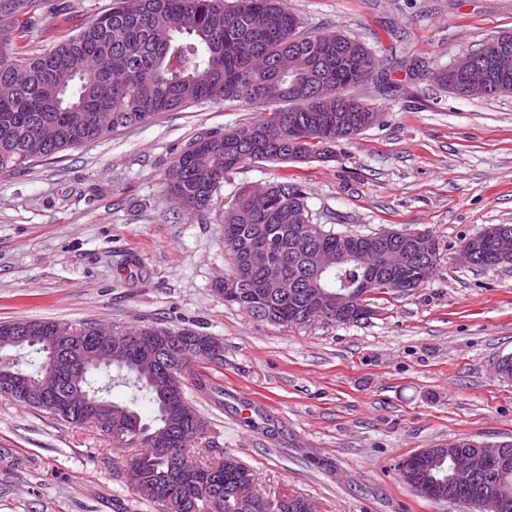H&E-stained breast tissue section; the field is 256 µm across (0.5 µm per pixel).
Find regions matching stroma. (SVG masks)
Masks as SVG:
<instances>
[{
	"label": "stroma",
	"instance_id": "35a3bbf8",
	"mask_svg": "<svg viewBox=\"0 0 512 512\" xmlns=\"http://www.w3.org/2000/svg\"><path fill=\"white\" fill-rule=\"evenodd\" d=\"M112 0H43L21 43L52 49ZM313 33L342 29L383 81L353 97L378 123L335 160L248 162L220 203L278 180L306 189L312 223L336 232L425 229L440 246L429 282L376 295L370 319L287 327L214 292L229 269L215 214H184L165 174L197 136L258 118L240 102L192 104L0 172V322L154 325L218 338L185 391L209 426L197 447L253 471L269 498L317 512H468L418 496L399 463L467 437L512 441V265L461 264L466 238L512 224V95L459 97L435 83L481 43L512 32V0H288ZM204 375L198 390L194 375ZM129 453L88 427L0 397V512H160L124 476Z\"/></svg>",
	"mask_w": 512,
	"mask_h": 512
}]
</instances>
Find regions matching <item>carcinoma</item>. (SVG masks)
<instances>
[{
    "instance_id": "1",
    "label": "carcinoma",
    "mask_w": 512,
    "mask_h": 512,
    "mask_svg": "<svg viewBox=\"0 0 512 512\" xmlns=\"http://www.w3.org/2000/svg\"><path fill=\"white\" fill-rule=\"evenodd\" d=\"M40 0H17L11 10L0 8V171L21 170L40 159L100 139L119 129L137 126L162 112L190 104L241 101L262 110L258 119L220 135L196 137L172 163L165 189L183 200L190 213L211 210L224 177L247 162L301 163L313 158L331 161L336 144L348 141L373 125L376 110L349 95L363 81L374 78L376 59L366 46L350 55L336 49L347 43L342 31L309 34L285 0H115V6L55 45L50 51L29 54L15 46L13 23L25 17L35 21ZM295 54L296 83L288 82L283 53ZM476 62L488 73L490 91L476 99L512 94V56L496 59L483 49ZM339 89L347 108L319 112V86ZM263 90L258 100L243 89ZM224 248L230 259L229 276L236 291L219 295L248 315L265 321L272 316L282 326L306 324L304 312L314 308L300 288L288 295L254 297L248 282L269 270L304 284L311 276L304 256L311 247L351 252L371 241V235L349 231L288 232V243L277 250L261 251L247 261L239 253L240 241L264 237L268 227L310 223L303 186L295 182L270 184L268 207L253 208L249 192L241 190L220 214ZM490 242L479 268L505 264ZM432 277L416 262L402 270L379 269L363 274L354 264L343 267L327 282L329 291L347 281L357 287L349 305L350 322L372 315L371 296L395 291L394 284L408 281L419 288ZM168 329L130 326L112 330L129 346L123 375L96 389L98 399L112 406L116 424L101 422L94 428L125 448H139L131 461L138 466L135 487L146 499L170 512H266L259 504L233 494L239 485L254 480L252 471L238 459L212 462L196 459L195 471L184 473L187 446L198 437L185 416L189 410L206 422L189 398L172 397L159 377L142 366L138 336H162ZM60 326L47 320L0 323V336H31L23 347L36 354L30 369L15 364L12 371L37 382L44 376V336H57ZM131 390L129 403L111 399L115 385ZM156 406L149 423L132 408L140 398ZM166 428L173 440L164 449L153 448L148 435Z\"/></svg>"
}]
</instances>
